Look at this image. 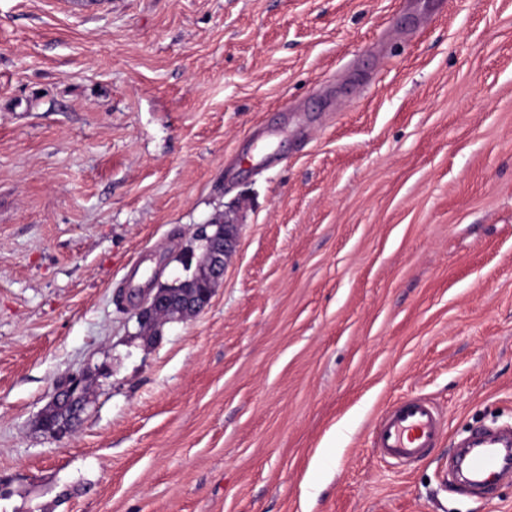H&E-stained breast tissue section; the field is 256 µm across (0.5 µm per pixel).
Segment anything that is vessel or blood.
<instances>
[{
	"instance_id": "b4317fda",
	"label": "vessel or blood",
	"mask_w": 512,
	"mask_h": 512,
	"mask_svg": "<svg viewBox=\"0 0 512 512\" xmlns=\"http://www.w3.org/2000/svg\"><path fill=\"white\" fill-rule=\"evenodd\" d=\"M441 431L436 408L426 399L413 398L392 405L378 418L375 441L384 455L411 462L435 446ZM464 466L472 484L492 489L498 474L512 470V439L485 431L471 434Z\"/></svg>"
}]
</instances>
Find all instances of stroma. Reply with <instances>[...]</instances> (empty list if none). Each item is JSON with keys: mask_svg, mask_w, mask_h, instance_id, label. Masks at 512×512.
Segmentation results:
<instances>
[{"mask_svg": "<svg viewBox=\"0 0 512 512\" xmlns=\"http://www.w3.org/2000/svg\"><path fill=\"white\" fill-rule=\"evenodd\" d=\"M226 216L147 340L137 290ZM412 397L443 433L403 465ZM505 423L512 0H0V512H512L448 480ZM224 234L207 235L201 231V236L207 239L210 247L197 261L201 274L196 284H199L197 293L181 295L172 299V288L175 284L161 285L159 288L148 289L142 306L137 313L139 327H147L152 324V318L162 317L167 311L170 315L163 318L164 321L186 320L203 310L210 302L215 288L224 278V271L236 252L239 237V222L224 217ZM83 383V376L72 374L56 387L52 400L64 402V404H52L50 402L46 406L40 420L44 430L62 429L68 425L73 418V410L69 403L76 398L77 393L83 387ZM87 390V386L86 389L83 387L79 395L85 397L88 393ZM442 420L426 399L413 398L388 408L375 425L376 448L389 457L411 462L437 443Z\"/></svg>", "mask_w": 512, "mask_h": 512, "instance_id": "35a3bbf8", "label": "stroma"}]
</instances>
